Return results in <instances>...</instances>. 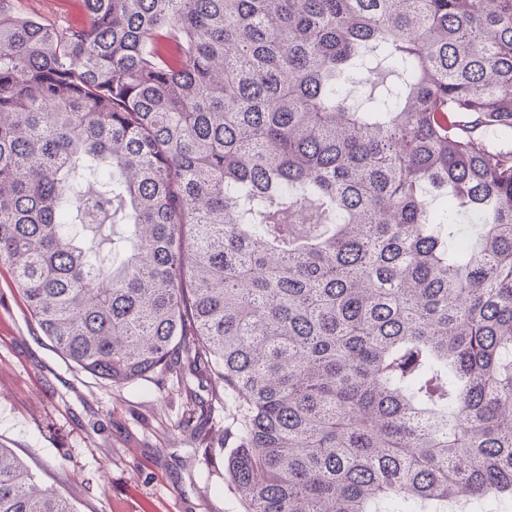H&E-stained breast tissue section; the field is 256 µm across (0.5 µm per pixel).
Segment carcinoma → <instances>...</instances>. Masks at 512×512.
I'll return each mask as SVG.
<instances>
[{"label": "carcinoma", "instance_id": "1", "mask_svg": "<svg viewBox=\"0 0 512 512\" xmlns=\"http://www.w3.org/2000/svg\"><path fill=\"white\" fill-rule=\"evenodd\" d=\"M13 2L0 264L62 355L221 383L247 512L512 500V0ZM0 512L74 508L0 448ZM21 13L34 16L44 23H57L62 20L79 23L84 14L79 3L67 0H19L15 4Z\"/></svg>", "mask_w": 512, "mask_h": 512}]
</instances>
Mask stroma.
I'll list each match as a JSON object with an SVG mask.
<instances>
[{
	"instance_id": "stroma-1",
	"label": "stroma",
	"mask_w": 512,
	"mask_h": 512,
	"mask_svg": "<svg viewBox=\"0 0 512 512\" xmlns=\"http://www.w3.org/2000/svg\"><path fill=\"white\" fill-rule=\"evenodd\" d=\"M45 23L83 21L77 0H18ZM200 419L207 442L177 428ZM240 414L212 402L210 385L181 392L175 375L118 388L80 370L31 318L0 264V447L12 449L75 512H246L227 460Z\"/></svg>"
}]
</instances>
